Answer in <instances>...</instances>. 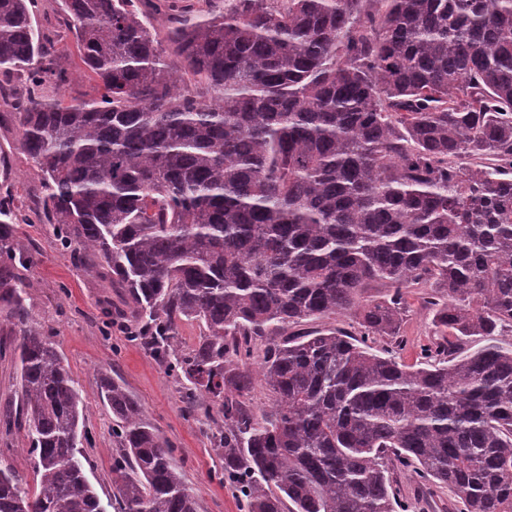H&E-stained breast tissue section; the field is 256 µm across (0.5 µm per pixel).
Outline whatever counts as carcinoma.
Here are the masks:
<instances>
[{"mask_svg": "<svg viewBox=\"0 0 512 512\" xmlns=\"http://www.w3.org/2000/svg\"><path fill=\"white\" fill-rule=\"evenodd\" d=\"M0 0V99L37 166L31 213L125 289L130 338L216 409L246 512H394L390 471L512 512V0H61L68 45ZM23 78L25 93L9 86ZM24 207L0 193V321L19 336L37 489L0 461V512H105L78 382L28 318ZM373 283L380 299L363 297ZM441 333L397 360L406 290ZM351 314L340 329L288 327ZM197 344L183 350L179 323ZM471 336H493L476 350ZM267 340L262 353L255 344ZM258 366L269 408L251 407ZM116 512H199L172 447L108 375ZM76 75V81L63 92L66 101L74 98L87 99L98 95L99 87L96 81L88 78L82 72H77Z\"/></svg>", "mask_w": 512, "mask_h": 512, "instance_id": "carcinoma-1", "label": "carcinoma"}]
</instances>
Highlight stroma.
<instances>
[{
    "label": "stroma",
    "instance_id": "stroma-1",
    "mask_svg": "<svg viewBox=\"0 0 512 512\" xmlns=\"http://www.w3.org/2000/svg\"><path fill=\"white\" fill-rule=\"evenodd\" d=\"M11 186L23 201L42 191L33 161L23 152L11 114L0 107V185ZM35 250L34 264L20 275L30 284L27 307L31 320L60 351L77 379L85 401V424L90 444L87 476L104 507L112 505V415L98 397L102 374L123 382L140 401L148 422L173 449L186 486L199 512H246L237 489L221 482L222 463L213 448L216 428L204 411L188 413L182 382L168 373L143 345L130 341L119 326L103 327L104 300L123 303L124 291L88 275L74 265L39 222L17 231ZM408 308L401 323L399 356L408 365L420 362L423 348L436 338L432 311L421 291L409 289ZM391 478L398 492L395 512H459L448 486L422 485L412 469H399Z\"/></svg>",
    "mask_w": 512,
    "mask_h": 512
}]
</instances>
